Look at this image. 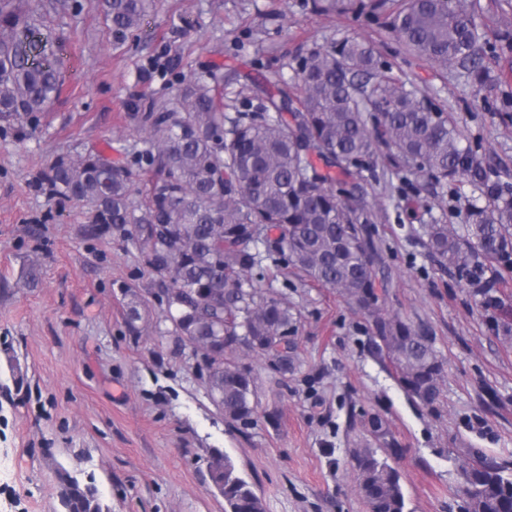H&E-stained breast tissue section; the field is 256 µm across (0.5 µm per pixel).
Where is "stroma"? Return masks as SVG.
<instances>
[{
	"instance_id": "35a3bbf8",
	"label": "stroma",
	"mask_w": 512,
	"mask_h": 512,
	"mask_svg": "<svg viewBox=\"0 0 512 512\" xmlns=\"http://www.w3.org/2000/svg\"><path fill=\"white\" fill-rule=\"evenodd\" d=\"M62 85L51 107L0 122V512H64L59 469L94 482L109 512H224L212 450L263 499L266 512H368L353 451L391 459L405 512H459L465 469L512 462V268L493 262L496 302L428 248V229H465L481 185L428 187L416 172L377 167L362 178L385 284L382 313L425 329L443 362L436 408L419 406L375 352L369 318L345 295L275 281L299 317L295 368L239 353L259 391L258 419L231 427L209 400L189 351L159 338L161 285L140 251L90 234L86 207L53 197L40 174L60 155L110 151L133 163L146 136L140 113L172 108L189 79L224 76L227 105L250 78H291L286 63L315 45L374 43L392 75L450 115L483 166L512 182V55L472 92L463 72L409 54L366 18L311 9L309 0H152L141 28L115 42L102 15L53 16ZM144 303L140 335L126 327V290ZM379 415L388 435L367 424Z\"/></svg>"
}]
</instances>
